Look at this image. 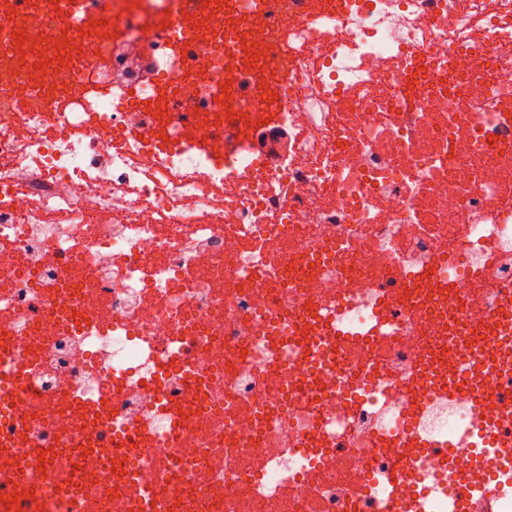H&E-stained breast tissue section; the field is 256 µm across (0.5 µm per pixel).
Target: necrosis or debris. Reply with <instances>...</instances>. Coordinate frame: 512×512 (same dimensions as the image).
<instances>
[{
    "instance_id": "obj_1",
    "label": "necrosis or debris",
    "mask_w": 512,
    "mask_h": 512,
    "mask_svg": "<svg viewBox=\"0 0 512 512\" xmlns=\"http://www.w3.org/2000/svg\"><path fill=\"white\" fill-rule=\"evenodd\" d=\"M138 3L123 48L0 91V380L25 377L0 512H448L453 443L496 408L428 383L449 325L512 295V0H270L288 147L256 165L226 128L244 173L113 109V71L167 50L170 0Z\"/></svg>"
}]
</instances>
